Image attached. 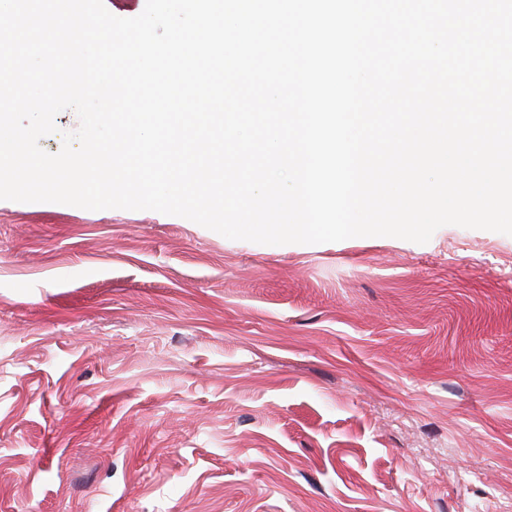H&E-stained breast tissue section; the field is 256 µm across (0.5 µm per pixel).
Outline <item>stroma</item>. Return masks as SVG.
I'll use <instances>...</instances> for the list:
<instances>
[{
  "label": "stroma",
  "instance_id": "stroma-1",
  "mask_svg": "<svg viewBox=\"0 0 512 512\" xmlns=\"http://www.w3.org/2000/svg\"><path fill=\"white\" fill-rule=\"evenodd\" d=\"M0 512H512V236L0 200Z\"/></svg>",
  "mask_w": 512,
  "mask_h": 512
}]
</instances>
